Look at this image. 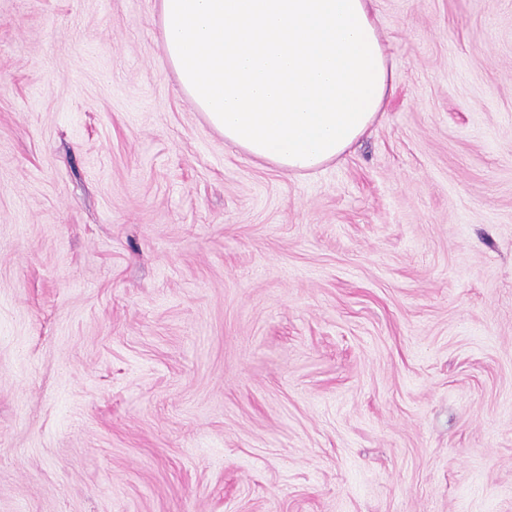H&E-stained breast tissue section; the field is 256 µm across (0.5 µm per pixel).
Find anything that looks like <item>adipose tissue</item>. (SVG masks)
<instances>
[{"mask_svg": "<svg viewBox=\"0 0 512 512\" xmlns=\"http://www.w3.org/2000/svg\"><path fill=\"white\" fill-rule=\"evenodd\" d=\"M181 91L226 144L299 173L382 117L392 69L370 0H160Z\"/></svg>", "mask_w": 512, "mask_h": 512, "instance_id": "ef3b65f1", "label": "adipose tissue"}]
</instances>
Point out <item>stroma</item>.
<instances>
[{
  "label": "stroma",
  "mask_w": 512,
  "mask_h": 512,
  "mask_svg": "<svg viewBox=\"0 0 512 512\" xmlns=\"http://www.w3.org/2000/svg\"><path fill=\"white\" fill-rule=\"evenodd\" d=\"M387 112L225 144L159 0H0V512H512V0H373Z\"/></svg>",
  "instance_id": "obj_1"
}]
</instances>
